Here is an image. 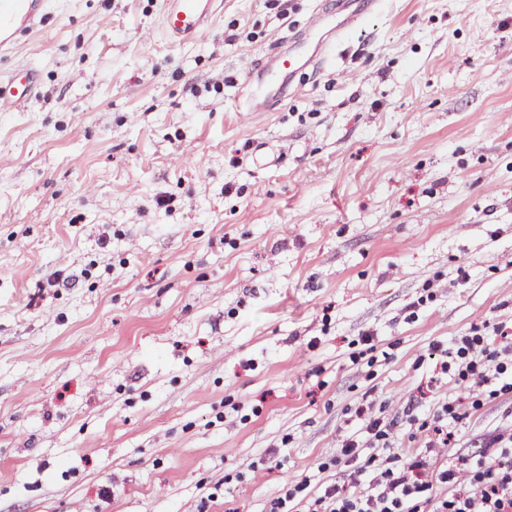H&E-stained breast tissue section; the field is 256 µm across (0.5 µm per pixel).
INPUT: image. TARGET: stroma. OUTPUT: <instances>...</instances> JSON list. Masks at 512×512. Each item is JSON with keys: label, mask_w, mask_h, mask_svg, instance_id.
<instances>
[{"label": "stroma", "mask_w": 512, "mask_h": 512, "mask_svg": "<svg viewBox=\"0 0 512 512\" xmlns=\"http://www.w3.org/2000/svg\"><path fill=\"white\" fill-rule=\"evenodd\" d=\"M50 0L0 52V512H267L346 481L354 411L404 453L464 399L433 363L512 323V0ZM361 17L257 112L278 41ZM512 426L454 424L446 466ZM216 0H164L161 27L173 43L193 40L211 26ZM38 73L29 67L22 78L13 74H0V112H9L35 97Z\"/></svg>", "instance_id": "obj_1"}]
</instances>
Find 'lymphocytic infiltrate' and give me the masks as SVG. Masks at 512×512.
<instances>
[{
  "instance_id": "1",
  "label": "lymphocytic infiltrate",
  "mask_w": 512,
  "mask_h": 512,
  "mask_svg": "<svg viewBox=\"0 0 512 512\" xmlns=\"http://www.w3.org/2000/svg\"><path fill=\"white\" fill-rule=\"evenodd\" d=\"M433 373L477 389L495 385L511 391L512 330L473 325L442 349ZM462 418L459 402L443 405L424 451L414 456L400 453L393 423L366 418L361 434L345 439L341 452L352 459L361 449L377 448L384 460L370 471H350L345 485L320 486L305 512H417L419 499L439 483L447 484L448 495L437 502L436 512H512V428L490 439L478 457L444 469L431 466V458L453 441L449 422Z\"/></svg>"
}]
</instances>
